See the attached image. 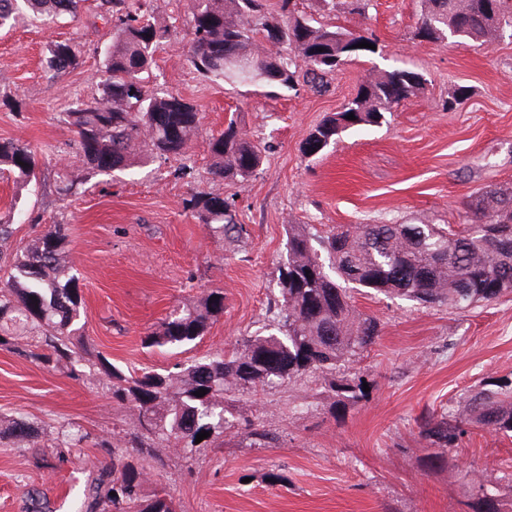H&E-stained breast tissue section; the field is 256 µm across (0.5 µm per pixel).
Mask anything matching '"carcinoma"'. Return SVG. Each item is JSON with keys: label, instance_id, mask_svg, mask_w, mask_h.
<instances>
[{"label": "carcinoma", "instance_id": "carcinoma-1", "mask_svg": "<svg viewBox=\"0 0 512 512\" xmlns=\"http://www.w3.org/2000/svg\"><path fill=\"white\" fill-rule=\"evenodd\" d=\"M83 0H0V27L21 7L47 18L76 14ZM370 0H185L190 17L187 60L201 76L230 86L257 84L267 94L306 85L321 92L336 72L360 52L356 44L375 39L327 20L340 13L364 15ZM112 24L103 52L100 94L78 98L63 113L75 136L77 172L58 173L57 189L67 193L91 174L129 168L137 155L173 160L186 169L201 116L173 93L151 87L157 52L172 36L145 0H99ZM512 28V0H422L415 34L429 42L455 38L486 42L496 35L495 18ZM240 55L247 67L225 63ZM72 42L49 49L45 67L61 74L79 65ZM423 89L422 77L407 69L379 72L359 85L342 110L310 131L307 156L321 152L348 129L379 126L386 114ZM354 114L355 119L347 116ZM214 179L244 183L263 164L260 147L231 120L208 139ZM24 187L37 179L35 151L18 140H0V174ZM198 223L217 235L233 229L228 204L198 193L188 203ZM471 224L463 230L436 224H352L312 232L289 224L287 256L278 267L280 295L269 307V333L243 336L236 351L209 353L182 365L176 374L152 370L126 376L112 368V402L134 413L136 432L112 445V470L89 490L86 512H177L173 496L145 493L150 470L163 466L156 453L170 444L191 457L224 440L229 401L257 386L282 387L319 376L341 401L364 396L363 381L336 379V368L380 336V322L360 312L354 292L366 288L424 307L463 309L512 294V191L475 193L468 203ZM13 215L0 217V260L10 274L0 283V347L26 353L14 329L42 339L49 353L41 360L53 369L78 374L85 336L75 327L80 314L74 266L68 259L69 225L58 223L22 251H11ZM224 312V293L211 291L201 304L171 316L145 337L149 347H181L205 336L210 321ZM205 389L202 397L195 392ZM480 424L512 433V379H497L457 409L429 413L419 422L421 436L446 450L457 445L466 426ZM202 431L210 436L195 443ZM17 446L38 433L24 417L8 420ZM469 512H512V473L485 482L462 476Z\"/></svg>", "mask_w": 512, "mask_h": 512}]
</instances>
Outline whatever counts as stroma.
<instances>
[{
  "instance_id": "obj_1",
  "label": "stroma",
  "mask_w": 512,
  "mask_h": 512,
  "mask_svg": "<svg viewBox=\"0 0 512 512\" xmlns=\"http://www.w3.org/2000/svg\"><path fill=\"white\" fill-rule=\"evenodd\" d=\"M176 33L157 58L155 88L194 103L202 125L192 142L188 174L162 158L111 175H95L82 192L63 195L57 173L75 167L74 134L62 119L70 103L96 93L98 50L112 27L96 17L94 0L76 16L46 25L16 12L0 27V139L30 144L39 177L24 189L0 178V212L13 211L12 244L20 249L51 225L69 227V259L78 276L84 326L95 365L72 377L41 360L0 349V419L24 415L36 444L17 448L0 438V512H85V492L112 456L99 442L133 429L112 403L106 365L123 373L176 372L210 352H233L239 337L260 332L278 294L277 267L286 257L285 227L325 231L337 224H468L473 193L512 188V33L479 45L415 37L420 0H372L366 16L341 15L339 25L378 38L375 52L334 76L328 91L302 87L278 97L237 89L199 75L187 60L190 22L181 0H147ZM75 39L78 68L53 75L49 46ZM419 73L423 90L387 122L353 128L314 156L303 143L358 85L383 70ZM466 97L448 100L458 88ZM264 149L248 182L213 179L205 143L229 120ZM228 203L235 231L217 237L186 207L196 193ZM224 293V311L197 344L149 348L148 333L170 312ZM355 305L376 317L375 344L341 366L369 386L358 402L334 405L320 381L256 388L231 410L266 430L253 447L241 428L218 448L185 460L163 452L146 494L169 491L180 512H467L457 474L512 471V437L469 427L459 447L435 460L419 434L427 413L457 406L491 378L512 377V295L454 310L423 307L376 292ZM87 440L68 448L62 427ZM75 480L78 496L60 507L59 482Z\"/></svg>"
}]
</instances>
